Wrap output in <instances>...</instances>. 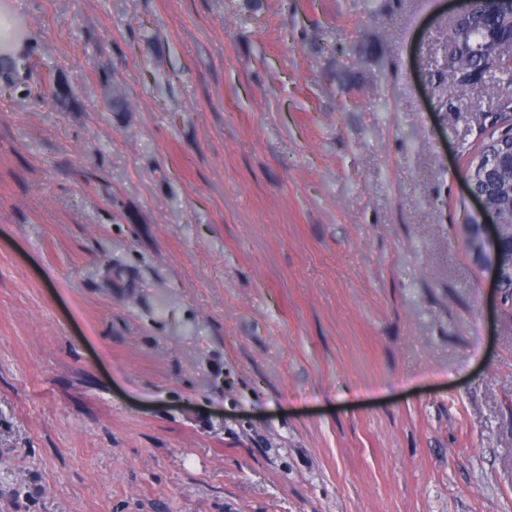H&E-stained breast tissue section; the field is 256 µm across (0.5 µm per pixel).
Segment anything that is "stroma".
<instances>
[{
	"instance_id": "stroma-1",
	"label": "stroma",
	"mask_w": 512,
	"mask_h": 512,
	"mask_svg": "<svg viewBox=\"0 0 512 512\" xmlns=\"http://www.w3.org/2000/svg\"><path fill=\"white\" fill-rule=\"evenodd\" d=\"M7 3L0 512H512L459 0Z\"/></svg>"
}]
</instances>
